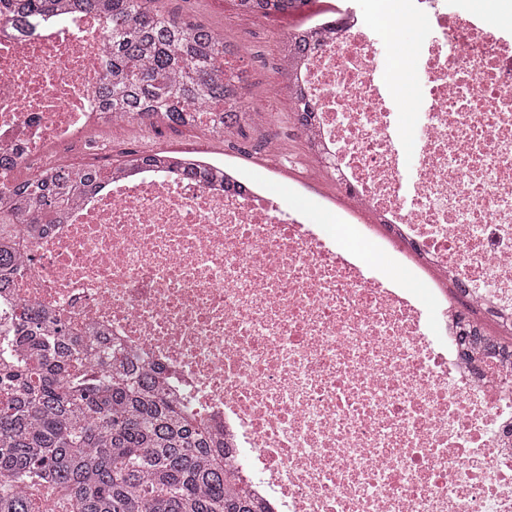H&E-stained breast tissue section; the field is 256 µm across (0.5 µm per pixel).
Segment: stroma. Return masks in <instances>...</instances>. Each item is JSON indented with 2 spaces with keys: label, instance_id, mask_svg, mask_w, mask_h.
I'll return each instance as SVG.
<instances>
[{
  "label": "stroma",
  "instance_id": "obj_1",
  "mask_svg": "<svg viewBox=\"0 0 512 512\" xmlns=\"http://www.w3.org/2000/svg\"><path fill=\"white\" fill-rule=\"evenodd\" d=\"M352 1L357 2L365 14L371 13L377 4V0H307L297 10L251 18L239 12L235 0H155V8L178 15L193 24L218 29L229 42L247 38L250 60L255 68V99L259 102L271 100L273 112L270 125L249 123L241 127V137L253 143L254 148L230 157L225 154L223 142L201 137L188 128L157 124L152 129L153 140L169 151L211 161L220 160L233 169L248 173L260 169L264 164V157L256 145L263 139L268 126L278 127L284 135V150L289 160L272 173L271 186L277 193L287 189L297 176L294 161L305 156L306 150L296 133L287 78L277 71L276 60L290 31L306 27L320 18L334 17Z\"/></svg>",
  "mask_w": 512,
  "mask_h": 512
}]
</instances>
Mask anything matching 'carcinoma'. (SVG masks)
<instances>
[{"label": "carcinoma", "mask_w": 512, "mask_h": 512, "mask_svg": "<svg viewBox=\"0 0 512 512\" xmlns=\"http://www.w3.org/2000/svg\"><path fill=\"white\" fill-rule=\"evenodd\" d=\"M150 0H104L110 20V78L99 89L112 111L137 120L158 116L189 126L185 113L208 115L212 132L224 125V37L206 34L181 17L150 9ZM307 0H236L268 14L301 8ZM68 0H17L21 22L37 23ZM325 21L287 38L304 51L332 34ZM152 160L174 176L220 179L213 163L167 151L149 159L129 154L123 169ZM108 174L101 170L44 173L16 186L19 219L34 234L60 224L78 192ZM17 228L0 219V289L11 287L22 258ZM226 437L188 416L156 381L134 372L129 356L86 361L83 339L59 317L23 306L12 346L0 344V512H34L33 492L52 497L59 512H269L268 504L224 468L216 448Z\"/></svg>", "instance_id": "cac0c4a2"}]
</instances>
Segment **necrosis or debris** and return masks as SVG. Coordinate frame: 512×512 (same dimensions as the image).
<instances>
[{
    "mask_svg": "<svg viewBox=\"0 0 512 512\" xmlns=\"http://www.w3.org/2000/svg\"><path fill=\"white\" fill-rule=\"evenodd\" d=\"M379 32L347 9L342 30L296 60L308 110L287 206L260 174L226 188L144 167L80 192L60 224L21 237V276L0 292L55 312L95 350L162 367L272 512H512V352L463 355L458 303L411 250L462 287L471 325L512 327V0H399ZM0 0V211L21 181L97 168L112 132L160 152L148 126L103 110L107 28L77 9L36 26ZM391 48L380 68L375 43ZM247 42L224 73L251 103ZM88 145L85 156L71 145ZM413 167L412 183L404 170ZM329 176L334 223L307 183ZM384 224L373 233L357 216ZM352 227L387 258L368 273L338 247Z\"/></svg>",
    "mask_w": 512,
    "mask_h": 512,
    "instance_id": "1",
    "label": "necrosis or debris"
}]
</instances>
